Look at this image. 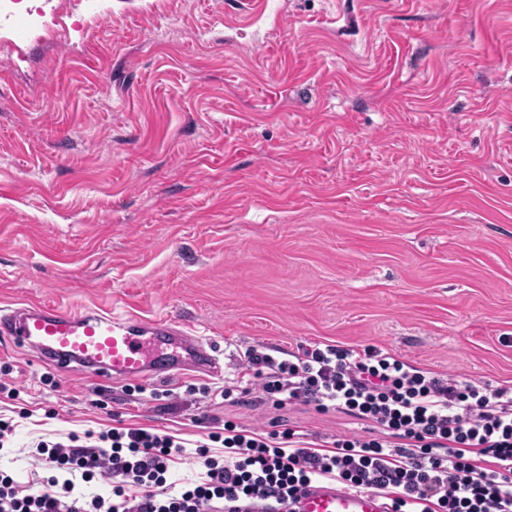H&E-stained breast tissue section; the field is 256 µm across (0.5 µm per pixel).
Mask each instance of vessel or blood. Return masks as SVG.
Segmentation results:
<instances>
[{"mask_svg":"<svg viewBox=\"0 0 512 512\" xmlns=\"http://www.w3.org/2000/svg\"><path fill=\"white\" fill-rule=\"evenodd\" d=\"M0 334L39 352L60 367L114 380L153 379L190 372L224 374L211 345L169 322L116 316L87 307L62 310L43 303L0 310ZM293 512H390L375 492L352 491L333 481H317L300 494Z\"/></svg>","mask_w":512,"mask_h":512,"instance_id":"b4317fda","label":"vessel or blood"}]
</instances>
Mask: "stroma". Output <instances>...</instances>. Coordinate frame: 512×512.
I'll use <instances>...</instances> for the list:
<instances>
[{
	"mask_svg": "<svg viewBox=\"0 0 512 512\" xmlns=\"http://www.w3.org/2000/svg\"><path fill=\"white\" fill-rule=\"evenodd\" d=\"M0 12V310L163 319L224 376L96 382L0 336V469L34 440L225 421L376 436L225 402L241 354L376 348L512 382V0H36ZM210 395H202V388ZM167 392L168 409L152 393Z\"/></svg>",
	"mask_w": 512,
	"mask_h": 512,
	"instance_id": "1",
	"label": "stroma"
}]
</instances>
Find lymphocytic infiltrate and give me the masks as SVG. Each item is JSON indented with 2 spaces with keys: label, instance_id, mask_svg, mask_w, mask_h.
<instances>
[{
  "label": "lymphocytic infiltrate",
  "instance_id": "1",
  "mask_svg": "<svg viewBox=\"0 0 512 512\" xmlns=\"http://www.w3.org/2000/svg\"><path fill=\"white\" fill-rule=\"evenodd\" d=\"M243 365L264 400L333 409L378 424L385 438L346 437L322 452L292 429L264 435L228 423L210 436L223 442V461L196 446L204 482L173 490L166 474L182 441L133 427L88 432L37 445L52 471L43 488L23 494L0 474V512H219L223 502L285 512L324 478L384 494L391 512H512V388L460 384L374 348L328 344L281 361L251 348ZM76 473L109 476L111 494L85 496ZM132 486L141 495H130Z\"/></svg>",
  "mask_w": 512,
  "mask_h": 512
}]
</instances>
